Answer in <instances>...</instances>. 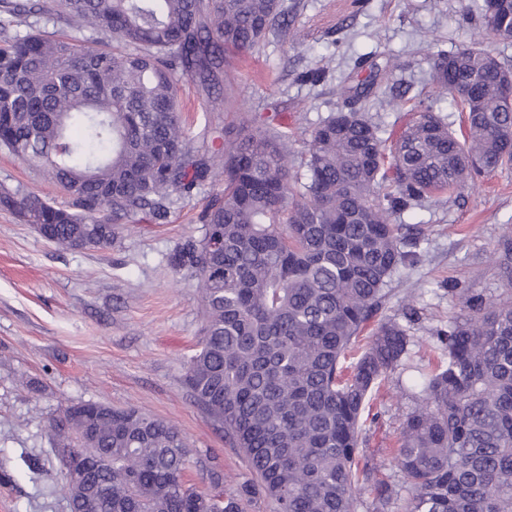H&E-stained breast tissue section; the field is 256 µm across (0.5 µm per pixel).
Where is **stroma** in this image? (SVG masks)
Segmentation results:
<instances>
[{
  "mask_svg": "<svg viewBox=\"0 0 512 512\" xmlns=\"http://www.w3.org/2000/svg\"><path fill=\"white\" fill-rule=\"evenodd\" d=\"M481 0H280L295 39L268 38L238 65L229 104L198 96L188 79L179 82L185 130L194 143L212 141L236 126L240 114L281 112L295 159L305 154L309 132L336 109L341 88L357 83L353 58L392 57L393 77L410 95H437L428 63L437 38L453 52L472 36L461 20L465 7ZM328 67L320 84L301 81L310 68ZM215 175L179 199L168 223L138 216L118 224L111 246L66 250L0 209V512H70L62 491L64 473L54 451L48 420L72 404L103 402L133 407L174 424L189 450L185 477L209 486V469H220L225 493H237L250 476L240 449L222 425L193 399L185 382L198 348L202 303L190 271L168 258L188 239L200 238L201 212L224 185L222 161ZM0 184L51 198L66 207L69 197L46 181L39 168L0 151ZM405 224L427 232L423 256L389 284V314L413 304L408 367L373 393L376 419L369 425V451L381 478L397 473L387 456L401 424L416 406L406 385L421 369L446 358L427 334L459 311L448 284L497 295L505 282L493 261L498 239L512 227V166L470 181L461 196L404 214Z\"/></svg>",
  "mask_w": 512,
  "mask_h": 512,
  "instance_id": "1",
  "label": "stroma"
}]
</instances>
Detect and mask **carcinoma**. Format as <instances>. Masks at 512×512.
<instances>
[{
  "mask_svg": "<svg viewBox=\"0 0 512 512\" xmlns=\"http://www.w3.org/2000/svg\"><path fill=\"white\" fill-rule=\"evenodd\" d=\"M22 24L34 14L75 36L27 25L0 45V148L41 168L72 207L0 185V206L49 241L112 245L108 224L139 215L167 221L175 201L210 175L186 139L182 77L212 103L225 76L268 34L288 29L279 0H0ZM463 21L512 42V0H482ZM441 97L467 114L456 133L438 99L417 95L395 137L368 112L395 105L376 60L336 113L310 132L306 174L293 170L288 133L239 117L224 136V188L202 215L205 233L175 255L198 281L200 349L188 363L195 401L224 425L251 472L222 512L258 493L275 512H355L371 485L376 512L397 495L373 480L364 413L373 389L400 365L407 329L385 314L388 285L416 263L424 228L395 217L512 164V106L500 84L512 62L482 40L429 56ZM510 288L460 295V313L430 328L447 360L413 381L417 406L402 422L392 462L410 497L405 512H512V232L493 253ZM95 428L86 464L93 510L202 512L184 482L187 445L167 422L99 404L55 416L56 444Z\"/></svg>",
  "mask_w": 512,
  "mask_h": 512,
  "instance_id": "carcinoma-1",
  "label": "carcinoma"
}]
</instances>
